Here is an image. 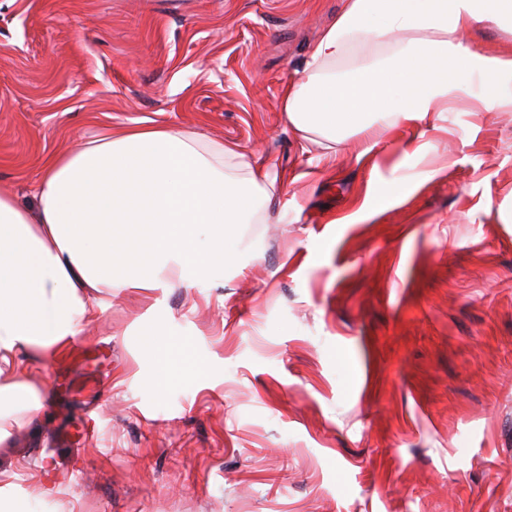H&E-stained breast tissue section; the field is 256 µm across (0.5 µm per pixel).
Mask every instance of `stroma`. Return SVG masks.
I'll return each mask as SVG.
<instances>
[{
	"mask_svg": "<svg viewBox=\"0 0 512 512\" xmlns=\"http://www.w3.org/2000/svg\"><path fill=\"white\" fill-rule=\"evenodd\" d=\"M344 0H0V189L155 125L282 176L220 279L118 293L0 450L7 512H512V110L328 151L280 110ZM202 372L148 383L155 330Z\"/></svg>",
	"mask_w": 512,
	"mask_h": 512,
	"instance_id": "35a3bbf8",
	"label": "stroma"
}]
</instances>
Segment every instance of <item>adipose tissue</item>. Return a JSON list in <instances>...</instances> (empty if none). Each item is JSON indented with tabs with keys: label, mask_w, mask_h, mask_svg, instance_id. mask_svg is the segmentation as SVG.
I'll return each mask as SVG.
<instances>
[{
	"label": "adipose tissue",
	"mask_w": 512,
	"mask_h": 512,
	"mask_svg": "<svg viewBox=\"0 0 512 512\" xmlns=\"http://www.w3.org/2000/svg\"><path fill=\"white\" fill-rule=\"evenodd\" d=\"M480 21L511 24L512 0H346L312 48L304 78L283 87L289 125L304 140L318 136L333 146L367 129L386 134L422 123L463 91L447 74L458 62L499 78L507 91L493 104L512 107V56L483 55L467 40ZM360 39L390 52L351 80L326 78L325 69ZM275 182L270 169L221 140L141 126L44 160L31 202L0 192V445L43 408L30 376L16 370L19 355L56 358L111 307L113 290L189 288L201 277H223L215 247L234 257L239 225L261 222ZM112 223L149 226V274L111 275L116 243L103 227ZM24 267L31 273L14 287ZM147 357L158 388L196 377L185 339L155 334Z\"/></svg>",
	"instance_id": "ef3b65f1"
}]
</instances>
